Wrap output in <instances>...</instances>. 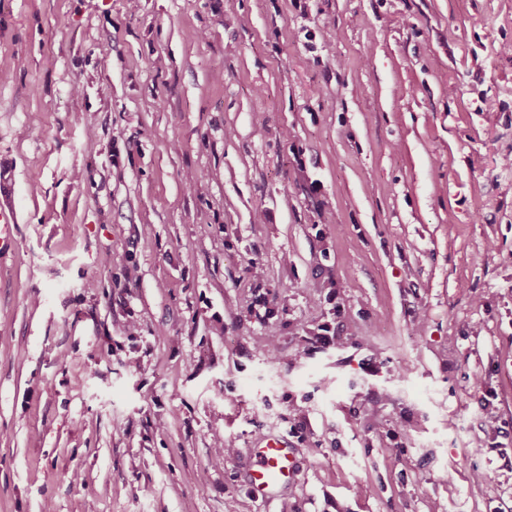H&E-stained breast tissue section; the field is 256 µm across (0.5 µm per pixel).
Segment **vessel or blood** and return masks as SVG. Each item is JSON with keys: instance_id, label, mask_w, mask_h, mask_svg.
I'll return each mask as SVG.
<instances>
[{"instance_id": "b4317fda", "label": "vessel or blood", "mask_w": 512, "mask_h": 512, "mask_svg": "<svg viewBox=\"0 0 512 512\" xmlns=\"http://www.w3.org/2000/svg\"><path fill=\"white\" fill-rule=\"evenodd\" d=\"M252 458L248 487L255 497L266 498L274 495L296 476L294 453L284 438L262 437L252 448Z\"/></svg>"}]
</instances>
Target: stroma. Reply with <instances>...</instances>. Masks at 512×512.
I'll list each match as a JSON object with an SVG mask.
<instances>
[{
  "label": "stroma",
  "instance_id": "35a3bbf8",
  "mask_svg": "<svg viewBox=\"0 0 512 512\" xmlns=\"http://www.w3.org/2000/svg\"><path fill=\"white\" fill-rule=\"evenodd\" d=\"M304 3L0 0V512H512V0ZM251 452L253 466L248 487L255 497H270L295 479V457L286 439L264 436L254 444Z\"/></svg>",
  "mask_w": 512,
  "mask_h": 512
}]
</instances>
